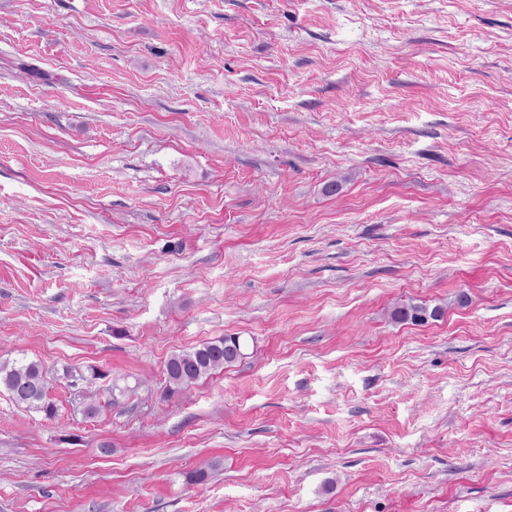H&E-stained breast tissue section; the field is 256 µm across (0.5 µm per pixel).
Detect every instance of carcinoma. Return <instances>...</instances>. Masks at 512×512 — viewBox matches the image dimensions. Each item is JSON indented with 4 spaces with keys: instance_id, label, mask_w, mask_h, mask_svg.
Returning <instances> with one entry per match:
<instances>
[{
    "instance_id": "cac0c4a2",
    "label": "carcinoma",
    "mask_w": 512,
    "mask_h": 512,
    "mask_svg": "<svg viewBox=\"0 0 512 512\" xmlns=\"http://www.w3.org/2000/svg\"><path fill=\"white\" fill-rule=\"evenodd\" d=\"M443 314L440 307L428 309L422 305L405 304L397 307L393 317L398 321L424 324ZM246 345L241 337L225 335L202 343L190 350L175 353L165 363L166 392L172 396L180 390L208 377L219 369L230 366L244 357ZM5 390L17 405L39 412L45 418L56 417L57 408L49 396V380L43 365L26 357L0 361V390ZM138 386H119L112 383L108 404L136 394Z\"/></svg>"
}]
</instances>
